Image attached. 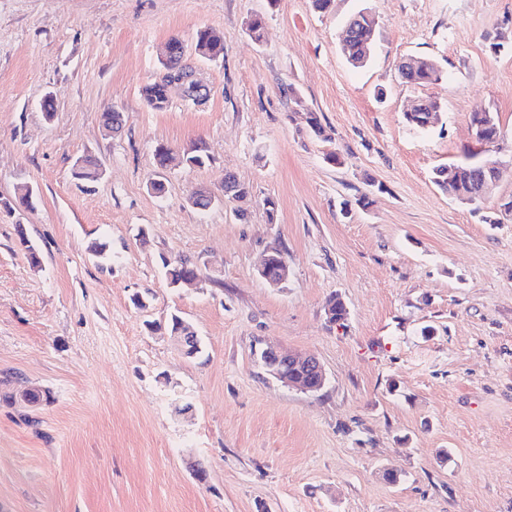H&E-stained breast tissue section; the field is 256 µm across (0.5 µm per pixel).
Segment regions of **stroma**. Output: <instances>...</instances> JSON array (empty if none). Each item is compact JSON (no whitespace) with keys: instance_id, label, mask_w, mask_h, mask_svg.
Segmentation results:
<instances>
[{"instance_id":"obj_1","label":"stroma","mask_w":512,"mask_h":512,"mask_svg":"<svg viewBox=\"0 0 512 512\" xmlns=\"http://www.w3.org/2000/svg\"><path fill=\"white\" fill-rule=\"evenodd\" d=\"M363 8L376 46L356 68L340 43ZM257 16L259 43L245 30ZM204 27L223 59L195 54ZM173 36L209 99L190 107L174 88L157 112L140 90ZM410 56L442 79L403 82ZM425 97L444 112L418 130L404 113ZM484 107L502 166L475 206L433 170L480 151ZM199 141L203 167H157L158 145ZM85 156L97 180L74 177ZM228 172L245 204L225 200ZM23 183L31 207L6 210ZM200 185L205 210L187 202ZM511 200L512 0H0V380L51 392L34 409L0 403V512H512ZM97 238L110 261L89 252ZM275 249L290 266L278 287L257 272ZM166 257L194 263L200 287H171ZM174 313L200 356L174 347ZM268 346L316 355L323 388L276 380Z\"/></svg>"}]
</instances>
